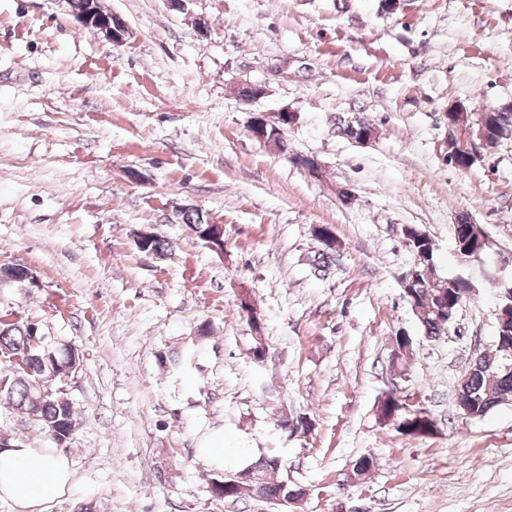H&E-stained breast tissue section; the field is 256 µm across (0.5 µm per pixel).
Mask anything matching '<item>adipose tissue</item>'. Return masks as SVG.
Listing matches in <instances>:
<instances>
[{"label":"adipose tissue","mask_w":512,"mask_h":512,"mask_svg":"<svg viewBox=\"0 0 512 512\" xmlns=\"http://www.w3.org/2000/svg\"><path fill=\"white\" fill-rule=\"evenodd\" d=\"M73 477L66 459L13 440L0 448V499L17 512H35L63 495Z\"/></svg>","instance_id":"ef3b65f1"}]
</instances>
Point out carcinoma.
Segmentation results:
<instances>
[{
  "instance_id": "carcinoma-1",
  "label": "carcinoma",
  "mask_w": 512,
  "mask_h": 512,
  "mask_svg": "<svg viewBox=\"0 0 512 512\" xmlns=\"http://www.w3.org/2000/svg\"><path fill=\"white\" fill-rule=\"evenodd\" d=\"M511 134L512 111H467L459 125L457 138L462 142L483 139L496 148ZM180 219L185 224L195 225L196 237L204 244L213 241L214 228L200 223L204 219L201 212L184 214ZM455 229L458 256L465 261L473 260L476 243L484 234V227L470 223L469 218L463 215ZM404 235L414 252L426 256V261L414 267L405 298L416 312L424 333L431 338L442 336L448 329V319L459 307L458 299L462 296L461 288L465 287V276L456 274L442 278L437 275L432 241L421 228L409 225L404 228ZM172 247L170 240L156 236L144 253L162 258ZM508 303L506 298L499 299L498 308L502 314L501 327L496 329V344L475 357L458 386V400L465 404L471 418L483 417L494 407L512 402V308ZM408 345L406 338L395 337L392 367L407 370L403 355ZM0 355L9 360L17 359L12 371L0 372V397L36 418L45 431L56 428L72 435L75 427L72 403L63 393L47 386L49 381L75 372L69 346L44 344L42 337L37 335V328L32 325L25 328L0 326ZM377 410L381 419L394 423L402 434L427 436L436 431L431 412L413 406L406 410L390 394L380 400ZM280 467L278 456L263 455L247 467L248 480L227 491L218 487L214 496L235 501L249 493L255 499L299 500L303 497L300 487L274 479Z\"/></svg>"
}]
</instances>
